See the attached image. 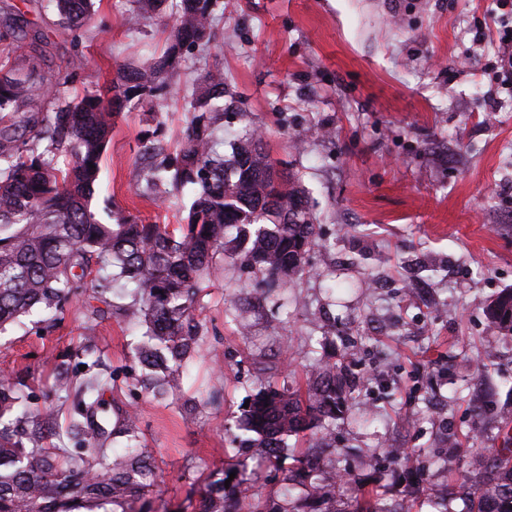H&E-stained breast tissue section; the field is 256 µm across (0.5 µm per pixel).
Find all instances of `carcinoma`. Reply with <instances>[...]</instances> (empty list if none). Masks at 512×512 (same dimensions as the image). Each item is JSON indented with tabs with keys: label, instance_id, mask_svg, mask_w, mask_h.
I'll list each match as a JSON object with an SVG mask.
<instances>
[{
	"label": "carcinoma",
	"instance_id": "cac0c4a2",
	"mask_svg": "<svg viewBox=\"0 0 512 512\" xmlns=\"http://www.w3.org/2000/svg\"><path fill=\"white\" fill-rule=\"evenodd\" d=\"M50 2L67 28L80 29L93 19V0ZM136 2L137 12L128 17L134 25L161 14L167 0ZM214 6V0H182L165 51L145 67H118L108 96L90 92L70 99L67 77L51 80L33 70L22 75L10 57L0 64V329L37 309L62 306L83 287L90 261L114 269L137 290L126 317L146 327L136 358L149 371L146 387L156 398L180 392L188 361L198 352L195 311L216 254H230L278 288L305 272L306 256L320 239L306 190L294 173L274 166L261 134L253 131L235 142L228 159L215 150L209 130L211 101L224 96L220 70L208 73L204 92L188 99L185 134L148 179L151 187L170 192L196 187L181 235L115 211L113 222H103L91 209L116 117L130 103L152 116L160 113L156 92L173 76L179 55L211 43ZM24 39L23 26L5 18L0 45L35 56L39 46ZM62 149L72 162L59 170L52 157ZM228 226L239 229V242L231 247L224 241ZM486 316L490 327L512 337V289L489 303ZM105 388L96 371H57L56 392L73 398L61 433L56 407L33 416L24 393L0 379V512H143L136 504L155 485L156 474L132 411L110 432L91 421ZM352 393L345 370L326 365L304 400L286 386L259 389L238 426L251 434L248 445L266 449L265 457L274 461L286 453L289 437L336 419ZM50 435L58 444L42 447ZM118 437L124 438L120 448L114 447ZM293 460L281 491L290 503L319 467L305 456ZM235 494L230 510L220 478L195 512H287L262 498L247 477L238 480ZM349 512L395 510L361 494ZM467 512H512L508 437L487 455Z\"/></svg>",
	"mask_w": 512,
	"mask_h": 512
}]
</instances>
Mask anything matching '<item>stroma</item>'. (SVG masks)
<instances>
[{
  "instance_id": "35a3bbf8",
  "label": "stroma",
  "mask_w": 512,
  "mask_h": 512,
  "mask_svg": "<svg viewBox=\"0 0 512 512\" xmlns=\"http://www.w3.org/2000/svg\"><path fill=\"white\" fill-rule=\"evenodd\" d=\"M134 0H97L91 25L62 26L47 0H0L42 53L20 69L67 72L70 95L108 86L117 65L165 49L179 4L130 29ZM497 0H218L210 48L182 55L164 91V127L124 108L93 208L177 227L182 214L147 187L143 145L182 137L184 106L222 70L217 135L259 128L274 159L308 190L320 242L306 271L265 294L260 275L216 255L196 314L203 348L176 399L146 395L125 316L132 284L99 292L90 272L62 310H39L0 334V375L30 411L57 403L59 366L92 344L112 380L101 414L138 415L152 455V512H193L210 482L247 468L279 499L284 471L258 466L237 421L262 384L306 390L318 363L342 365L355 399L294 453L324 449L296 492L301 512H347L362 489L405 512H465L449 485H473L512 428V339L484 311L512 288V91L486 66L500 52ZM81 57L79 67L67 61ZM460 450L449 454L448 441ZM335 485V498L322 488Z\"/></svg>"
}]
</instances>
